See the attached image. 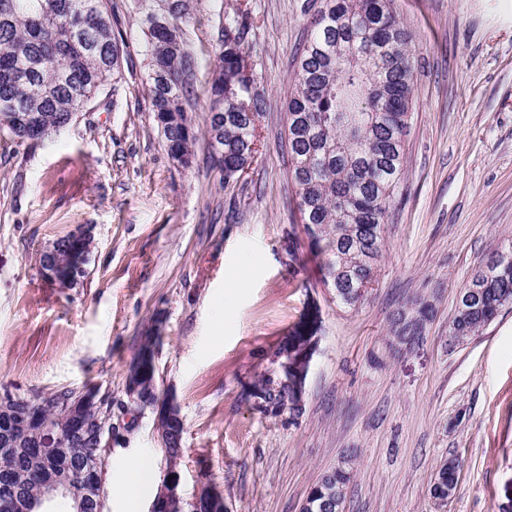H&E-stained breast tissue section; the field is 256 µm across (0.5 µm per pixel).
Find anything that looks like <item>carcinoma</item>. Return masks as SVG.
I'll return each mask as SVG.
<instances>
[{"label": "carcinoma", "mask_w": 512, "mask_h": 512, "mask_svg": "<svg viewBox=\"0 0 512 512\" xmlns=\"http://www.w3.org/2000/svg\"><path fill=\"white\" fill-rule=\"evenodd\" d=\"M108 0H0V138L23 144L46 141L70 125L121 72L122 42L112 24ZM162 24H143L151 112L168 156L191 167L197 133L188 113L198 61L186 37L172 43L171 31L188 25L192 0H149ZM253 24L248 10L218 14V66L211 80L206 128L224 183L238 181L259 152L260 126L267 111L257 74L248 72ZM415 48L400 24L394 0H321L311 21L293 89L287 102L286 136L301 223L323 255L324 282L336 302L353 309L377 282L384 226L396 205L404 171L406 136L412 120ZM512 305V243L478 270L464 288L450 320L449 338L478 335L491 316ZM433 315L416 299L399 311L390 332L411 345ZM305 342L287 336L279 362L295 363ZM281 369L255 391L261 406H292L295 389ZM112 394H104L98 420L82 419L89 434L112 419ZM0 439L3 469L36 473L40 452L34 435ZM459 466L443 461L431 490L458 485ZM350 472H327L309 497L306 512H328L336 498L345 507Z\"/></svg>", "instance_id": "cac0c4a2"}]
</instances>
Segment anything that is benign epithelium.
<instances>
[{
  "mask_svg": "<svg viewBox=\"0 0 512 512\" xmlns=\"http://www.w3.org/2000/svg\"><path fill=\"white\" fill-rule=\"evenodd\" d=\"M90 235L83 231L73 233L66 253H61L59 245L52 243L43 256L47 261L41 266L45 279L60 288H72L81 281L86 272L91 249L85 247ZM310 342H305L295 366L297 398H302L307 364L310 356ZM155 369L154 346L143 348L134 361V371L138 376L132 379L127 388L129 399L150 406L155 415L154 421L162 447H167L174 440L176 421L181 419L180 409L175 399L169 394H160L145 383ZM44 394L34 395L23 400L26 410L16 415L15 419L4 424V439L10 440L15 430L34 433L43 449V468L37 478L45 488V493L38 498H24L13 493L0 496V512H52L53 501L60 497H72L75 512L86 508L85 488L91 487L96 493L97 503H102L104 475L101 464L106 462L108 452L115 439L103 437L98 433V444L85 456L89 467L81 470L70 469L71 432L62 427L56 416L44 411L42 398ZM100 406V391L96 387H84L76 391L69 403L68 414H95ZM150 512H229L223 494L209 484L201 485L196 496L185 501L179 489V474L174 469L166 471L157 493L152 501Z\"/></svg>",
  "mask_w": 512,
  "mask_h": 512,
  "instance_id": "benign-epithelium-1",
  "label": "benign epithelium"
}]
</instances>
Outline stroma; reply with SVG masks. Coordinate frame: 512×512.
<instances>
[{"label": "stroma", "instance_id": "1", "mask_svg": "<svg viewBox=\"0 0 512 512\" xmlns=\"http://www.w3.org/2000/svg\"><path fill=\"white\" fill-rule=\"evenodd\" d=\"M245 2L268 108L260 155L225 184L204 133L216 14ZM307 0H197L185 33L198 59L191 169L170 161L152 114L136 0H110L124 40L106 81L53 141H0V395L93 385L125 397L148 328L159 392L185 424L184 499L212 483L231 512H301L338 466L347 512H436L440 463L462 459L447 512H512V308L449 348L456 298L512 243V0H395L416 48L413 119L377 283L353 310L323 282L289 178L285 103L314 15ZM85 228L88 274L52 285L40 257ZM432 303L422 338L389 337L409 300ZM313 335L299 409L252 392L301 320ZM166 462L151 408L107 459L103 512H125L131 464Z\"/></svg>", "mask_w": 512, "mask_h": 512}]
</instances>
